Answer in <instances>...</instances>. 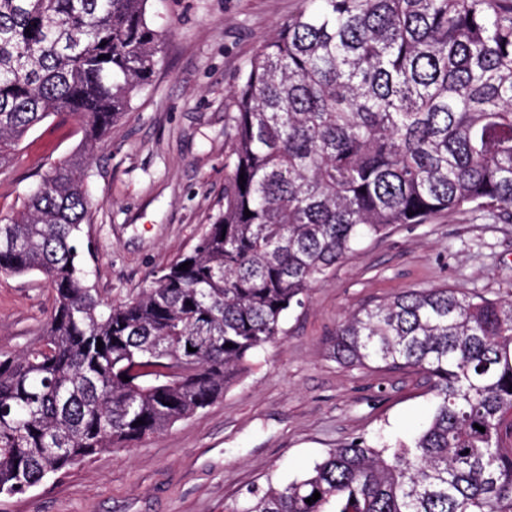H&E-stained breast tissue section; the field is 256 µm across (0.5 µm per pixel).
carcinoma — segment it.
Returning a JSON list of instances; mask_svg holds the SVG:
<instances>
[{
	"label": "carcinoma",
	"mask_w": 512,
	"mask_h": 512,
	"mask_svg": "<svg viewBox=\"0 0 512 512\" xmlns=\"http://www.w3.org/2000/svg\"><path fill=\"white\" fill-rule=\"evenodd\" d=\"M147 2L0 0V161L50 116L84 132L0 215V271L55 292L37 341L0 355V495L223 398L362 240L463 209L512 220V0H314L235 79L223 209L137 298L103 302L81 260L84 177L155 72ZM329 351L425 374L429 422L330 448L224 512H512V301L410 289L346 317Z\"/></svg>",
	"instance_id": "obj_1"
}]
</instances>
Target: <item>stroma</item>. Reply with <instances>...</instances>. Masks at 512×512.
Returning <instances> with one entry per match:
<instances>
[{"instance_id":"obj_1","label":"stroma","mask_w":512,"mask_h":512,"mask_svg":"<svg viewBox=\"0 0 512 512\" xmlns=\"http://www.w3.org/2000/svg\"><path fill=\"white\" fill-rule=\"evenodd\" d=\"M311 0H150L163 37L158 65L133 109L94 149L93 202L83 238L88 285L120 303L190 252L223 204L230 87L276 27ZM77 118L50 117L0 165V213L75 153ZM512 300V222L462 210L363 240L310 288L223 399L129 450H107L0 512H224L253 487L285 483L353 438L410 441L430 415L422 373L350 368L328 341L350 313L420 288ZM55 293L38 274L0 273V352L39 336Z\"/></svg>"}]
</instances>
